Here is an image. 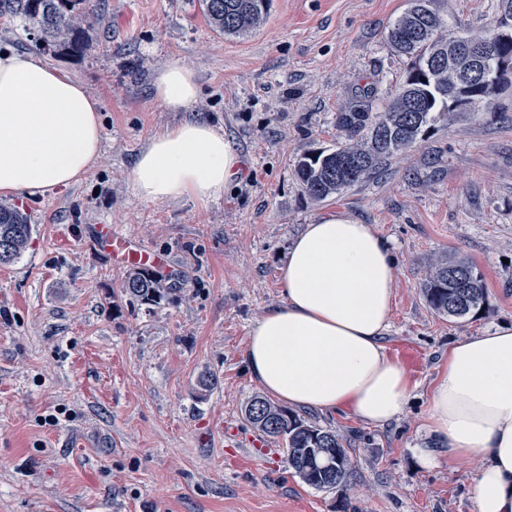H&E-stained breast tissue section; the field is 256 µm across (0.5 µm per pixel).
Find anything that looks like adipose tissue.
Here are the masks:
<instances>
[{
    "mask_svg": "<svg viewBox=\"0 0 512 512\" xmlns=\"http://www.w3.org/2000/svg\"><path fill=\"white\" fill-rule=\"evenodd\" d=\"M164 110L185 112L200 86L168 65L152 82ZM103 142L100 103L84 85L33 53L0 49V194L42 197L84 179ZM238 156L221 129L190 118L156 134L130 172L146 202L223 196ZM284 301L249 333L245 363L261 388L295 408L349 412L383 426L411 393L382 343L394 306V259L369 225L331 217L306 225L281 267ZM428 430L456 457H483L476 512H512V325L448 350L427 414Z\"/></svg>",
    "mask_w": 512,
    "mask_h": 512,
    "instance_id": "adipose-tissue-1",
    "label": "adipose tissue"
}]
</instances>
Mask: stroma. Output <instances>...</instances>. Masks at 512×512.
<instances>
[{
    "mask_svg": "<svg viewBox=\"0 0 512 512\" xmlns=\"http://www.w3.org/2000/svg\"><path fill=\"white\" fill-rule=\"evenodd\" d=\"M499 0H436L449 29L488 33ZM405 0H273L265 26L227 38L197 0H100L80 53H44L101 103L104 145L81 182L15 197L32 242L0 266V512H475L483 460L426 444L429 391L448 349L512 325V88L455 112L386 171L323 202L295 175L304 154L335 148L338 113L380 108L411 62L386 40ZM193 69L194 116L223 129L238 174L218 200L145 202L134 160L185 118L153 99L155 72ZM367 224L395 257L392 326L382 342L411 382L382 427L350 413L298 409L336 432L355 463L345 488L318 490L262 437L244 407L261 394L244 353L253 325L283 300L282 252L328 217ZM109 224L166 256L181 293L149 307L123 292L93 234ZM472 261L482 312L435 314L420 292L432 258ZM217 383L202 391L199 379ZM240 442L229 448L225 428Z\"/></svg>",
    "mask_w": 512,
    "mask_h": 512,
    "instance_id": "1",
    "label": "stroma"
}]
</instances>
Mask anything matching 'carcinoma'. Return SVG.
<instances>
[{
	"mask_svg": "<svg viewBox=\"0 0 512 512\" xmlns=\"http://www.w3.org/2000/svg\"><path fill=\"white\" fill-rule=\"evenodd\" d=\"M210 28L226 37H245L267 22L272 0H198ZM92 0H0V15L39 25V45L45 50L77 52L86 27L95 19ZM393 49L413 59L411 72L423 71L425 81L407 76L393 98L377 112L355 104L337 117V126L348 142L329 150L302 156L297 176L309 197L324 201L372 177L388 166L392 157L404 153L424 133L448 115V99L455 83V70L443 65L426 68L437 54L453 53L448 45V23L433 8V0H407L403 13L389 30ZM497 72L496 82L481 91L480 101L512 86V66L501 68L486 57ZM33 232L27 216L7 204L0 205V265L17 260ZM124 293L148 305H160L178 294V288L159 280L149 269L130 272ZM421 293L428 306L450 321L465 319L484 304L486 286L474 264L462 258L437 255L426 270ZM248 421L267 436L284 440L289 467L315 489L345 487L354 463L342 439L262 397L245 407Z\"/></svg>",
	"mask_w": 512,
	"mask_h": 512,
	"instance_id": "1",
	"label": "carcinoma"
}]
</instances>
